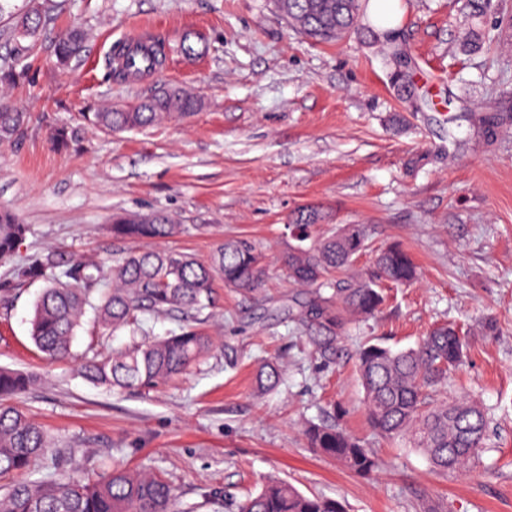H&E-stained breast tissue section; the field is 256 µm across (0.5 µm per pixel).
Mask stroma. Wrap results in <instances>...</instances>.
Masks as SVG:
<instances>
[{
  "label": "stroma",
  "mask_w": 512,
  "mask_h": 512,
  "mask_svg": "<svg viewBox=\"0 0 512 512\" xmlns=\"http://www.w3.org/2000/svg\"><path fill=\"white\" fill-rule=\"evenodd\" d=\"M43 24L26 60L29 78L0 86V103L28 112L17 141H0V207L28 231L0 262V282L52 250L108 271L137 241L114 239L115 218L172 216L180 234L164 248L211 261L228 238L262 250L269 274L252 294L214 282L215 304L193 324L211 353L187 374L146 391L94 385L80 373L88 347L133 342L103 333L86 313L74 359L50 363L30 319L42 281L0 298V367L40 376L11 403L41 425L64 460L86 473L146 468L175 487L180 512H233L270 478L340 501L346 512H512V118L491 137L477 113L512 110V0L469 17L462 0H399L393 24L415 90L357 33L316 44L276 14L272 0H0V56L9 57L19 15ZM86 34L81 58L54 66L70 26ZM166 37L161 74L116 83L105 62L141 27ZM485 36L467 50L466 30ZM191 38L197 54L180 51ZM176 85L199 100L191 115L110 132L83 113L129 106ZM77 141L55 145L61 127ZM318 209L311 238L363 225L368 250L349 270L364 275L377 250L401 243L420 269L389 291L373 317H350L335 364L309 353L300 321L312 288L288 281L280 259L297 240L298 208ZM440 324L471 338L459 380L488 410L487 450L470 471L436 474L426 457L378 436L355 369L359 346L380 338L415 346ZM277 360L284 380L261 394L255 369ZM339 420L379 458L363 479L308 447L307 423Z\"/></svg>",
  "instance_id": "obj_1"
}]
</instances>
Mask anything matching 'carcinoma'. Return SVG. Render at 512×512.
Returning a JSON list of instances; mask_svg holds the SVG:
<instances>
[{
	"label": "carcinoma",
	"mask_w": 512,
	"mask_h": 512,
	"mask_svg": "<svg viewBox=\"0 0 512 512\" xmlns=\"http://www.w3.org/2000/svg\"><path fill=\"white\" fill-rule=\"evenodd\" d=\"M276 13L296 33L319 43H330L360 29L366 39L381 41L388 60L406 63L394 41V31L361 23V0H274ZM42 26L38 11L24 14L16 26L14 59L27 55ZM150 65L138 76L160 71L167 57L164 39L147 41ZM82 32L63 34L56 45L57 63L65 66L81 56ZM198 101L180 87H164L151 99L133 106L83 115L86 122L112 131L149 126L167 116H184ZM27 115L0 107V139L19 135ZM181 225L167 215L121 218L112 236L124 240H152L174 236ZM27 232L26 225L0 209V260L13 257ZM298 245L283 257L288 280L295 285L330 289L336 305L327 301L306 306L301 321L314 355L325 364L336 361L341 313L375 315L385 301L382 281L408 285L417 276L411 255L398 245L381 250L375 270L367 277L341 286L332 276L351 266L365 249V235L349 225L336 235L310 245ZM267 268L262 253L246 238L226 240L213 261L203 264L177 251L142 249L117 259L101 285L98 266L65 262L48 252L21 270L20 276L46 282L30 320V337L49 360L70 357L85 307L97 313L100 327L117 333L135 331L146 314L174 311L200 313L213 302L215 276L224 286L252 293L264 282ZM212 338L190 326L168 336L146 337L133 346L97 354L81 366L83 377L96 385L118 390L150 388L186 372L210 353ZM468 339L450 326H440L418 344L395 350L376 339L365 343L357 356L368 421L389 440H401L423 452L434 471L446 475L480 461L485 446L487 412L480 402L457 392L445 396L450 375L460 370L468 354ZM281 366L260 364L256 384L261 392L281 382ZM38 380L34 373L0 367V512H175L176 495L160 474L147 470L113 468L94 479H61L50 438L38 424L5 400L25 392ZM310 447L332 457L359 477L370 479L379 461L337 424H311L305 430ZM235 512H343L332 499L308 496L286 482L269 481L258 492L235 504Z\"/></svg>",
	"instance_id": "1"
}]
</instances>
